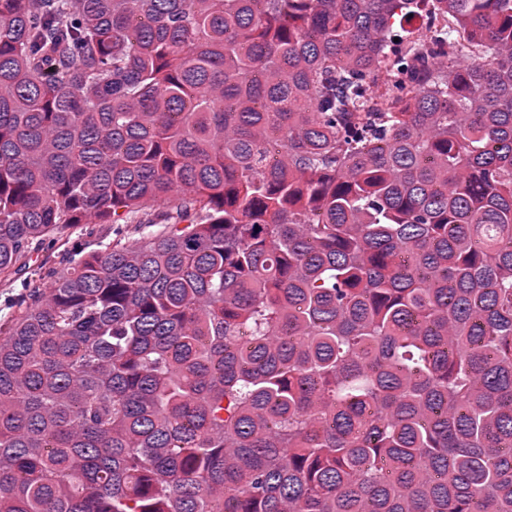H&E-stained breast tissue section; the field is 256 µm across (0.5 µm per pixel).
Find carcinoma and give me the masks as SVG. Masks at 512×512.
<instances>
[{
	"label": "carcinoma",
	"instance_id": "carcinoma-1",
	"mask_svg": "<svg viewBox=\"0 0 512 512\" xmlns=\"http://www.w3.org/2000/svg\"><path fill=\"white\" fill-rule=\"evenodd\" d=\"M73 224L0 512H512V0H0V276Z\"/></svg>",
	"mask_w": 512,
	"mask_h": 512
}]
</instances>
